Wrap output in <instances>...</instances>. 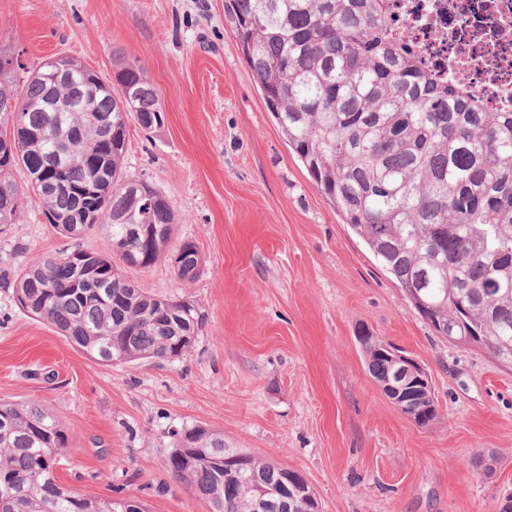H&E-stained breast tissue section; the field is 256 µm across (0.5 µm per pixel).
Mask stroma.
<instances>
[{
  "label": "stroma",
  "instance_id": "1",
  "mask_svg": "<svg viewBox=\"0 0 512 512\" xmlns=\"http://www.w3.org/2000/svg\"><path fill=\"white\" fill-rule=\"evenodd\" d=\"M32 67L57 54L104 80L145 66L164 126L129 122L124 170L173 204V244L128 270L145 292L196 300L208 324L180 359L99 363L0 287V400L48 407L73 441L56 474L87 497L148 512H213L166 468L172 429L202 424L230 446L301 473L322 512H498L512 493V368L439 338L396 280L318 192L246 64L224 0H0V53ZM0 233V271L68 248L28 194ZM432 380L435 420L417 425L369 374L362 329ZM497 457L494 474L477 458ZM179 250L181 256V268L177 274L179 279L194 281L200 274L201 258L196 245L191 241L182 242L178 248L173 251Z\"/></svg>",
  "mask_w": 512,
  "mask_h": 512
}]
</instances>
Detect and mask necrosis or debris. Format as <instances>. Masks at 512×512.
<instances>
[{
	"label": "necrosis or debris",
	"instance_id": "4bbe7bcc",
	"mask_svg": "<svg viewBox=\"0 0 512 512\" xmlns=\"http://www.w3.org/2000/svg\"><path fill=\"white\" fill-rule=\"evenodd\" d=\"M395 37L497 112L512 111V0H389Z\"/></svg>",
	"mask_w": 512,
	"mask_h": 512
}]
</instances>
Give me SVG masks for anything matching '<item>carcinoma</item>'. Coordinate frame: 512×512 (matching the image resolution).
I'll return each instance as SVG.
<instances>
[{
    "label": "carcinoma",
    "mask_w": 512,
    "mask_h": 512,
    "mask_svg": "<svg viewBox=\"0 0 512 512\" xmlns=\"http://www.w3.org/2000/svg\"><path fill=\"white\" fill-rule=\"evenodd\" d=\"M387 0H226L232 31L265 103L321 194L394 277L443 339L489 352L512 366V112H486L447 79L423 70L388 31ZM60 61L67 85L38 77L43 65L0 64V230L16 223L23 197L10 180L30 176L47 222L74 235L83 203L53 183L103 196L89 230L104 232L108 253L80 245L3 275L16 304L107 365L120 359L174 361L206 329L190 298H156L122 268H146L170 251L176 214L155 187L141 196L122 171L127 122L151 131L165 114L144 66L123 63L118 91L82 62ZM27 71L21 91L4 81ZM71 103L56 112L49 103ZM181 280L201 270L184 241ZM370 375L393 374L385 341L363 331ZM166 466L213 512H317L311 489L256 507L284 466L246 455L238 480L224 481V455L241 454L201 424L172 431ZM71 447L59 419L37 402H0V512H123L122 499L85 497L57 483Z\"/></svg>",
    "instance_id": "carcinoma-1"
}]
</instances>
